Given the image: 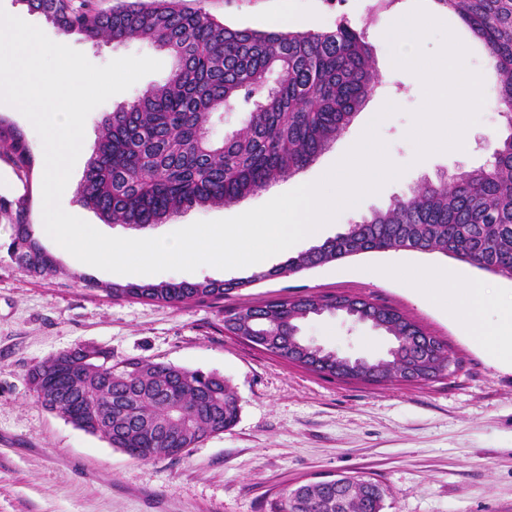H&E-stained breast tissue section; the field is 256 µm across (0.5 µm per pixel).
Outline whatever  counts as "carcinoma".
Returning <instances> with one entry per match:
<instances>
[{"instance_id":"cac0c4a2","label":"carcinoma","mask_w":512,"mask_h":512,"mask_svg":"<svg viewBox=\"0 0 512 512\" xmlns=\"http://www.w3.org/2000/svg\"><path fill=\"white\" fill-rule=\"evenodd\" d=\"M58 30L97 45L139 40L167 52V79L100 116V135L77 194L107 224L133 229L162 224L195 208L236 203L306 168L353 122L376 83L372 48L347 22L324 33L234 28L180 0H120L107 10L91 0H20ZM486 49L500 76L498 94L511 133L490 145L487 165L426 181L348 225L344 232L245 278L197 282L111 283L114 298L169 304L222 298L244 283L297 273L370 252L416 251L450 256L478 270L512 279V0H436ZM280 79L269 84L273 72ZM247 112L239 131L215 142L212 120L229 109ZM0 144L18 167L33 158L22 132L0 120ZM38 244L27 208L17 202L7 255L32 277L55 275L38 266L28 241ZM347 296L271 300L269 308L236 309L224 316L235 336H257L294 362L288 337L310 315L346 314ZM378 330L413 336L419 326L381 307ZM408 347L377 366L398 375ZM58 352L31 366L27 380L36 401L75 427L98 435L138 460L180 458L204 438L233 427L239 400L220 375L141 359L112 363V353L71 357L65 377ZM334 483L305 482L282 493L270 512H383L386 489L361 475L338 474Z\"/></svg>"}]
</instances>
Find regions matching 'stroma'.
I'll return each mask as SVG.
<instances>
[{
    "label": "stroma",
    "mask_w": 512,
    "mask_h": 512,
    "mask_svg": "<svg viewBox=\"0 0 512 512\" xmlns=\"http://www.w3.org/2000/svg\"><path fill=\"white\" fill-rule=\"evenodd\" d=\"M224 24L257 30L293 31L303 19L308 33L335 30L348 21L374 48L379 83L351 125L312 164L279 181L281 192L315 181L335 164L350 139L362 133L386 97L399 112L381 122L378 135L389 159L404 173L355 208L342 211L326 237L394 197L409 194L423 180L487 165L483 144L467 149L424 148L413 129L428 99L407 69L389 65L390 45L378 31L396 14L426 12L434 24L416 51L436 54L456 36L463 71L485 74L483 103L471 119L495 137L507 135L497 93L498 76L485 65L483 45L435 0H181ZM0 8L38 26L52 41L82 52L98 66L138 55L165 60L164 52L136 40L93 45L65 34L21 0H0ZM168 68L148 74L91 111L85 145L70 176L79 184L98 138L97 119L147 87L163 82ZM0 119L21 131L34 158L20 172L0 146V512H269L272 500L301 481L336 474L364 475L387 488L383 512H512V370L496 366L447 313L424 303L396 279L364 276L368 266L445 268L485 284L491 294H512V279L484 272L438 254H362L313 270L288 273L219 300L178 305L108 296L104 285L153 281L227 280L251 274V267L193 272L164 271L145 277L104 271L76 261L47 236L39 242L59 272L44 278L22 274L4 246L13 233L11 206L24 201L31 224L42 215L43 171L40 138L11 106ZM260 191L228 206L193 209L147 228L164 236L197 221L226 219L266 203ZM97 288L87 287V279ZM345 295L390 306L437 336L453 366L427 383L392 378L378 384L322 377L255 349L224 329L225 311L257 307L265 301L300 296ZM300 334L343 355H386L391 342L368 323L337 315L311 317ZM86 346L111 351L113 359L137 358L188 370L223 375L236 391L240 413L235 426L206 438L179 459L140 461L88 434L36 402L28 381L30 366L51 355Z\"/></svg>",
    "instance_id": "1"
}]
</instances>
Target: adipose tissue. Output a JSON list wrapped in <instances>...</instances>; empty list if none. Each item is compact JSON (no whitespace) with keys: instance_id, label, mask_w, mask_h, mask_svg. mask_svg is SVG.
Returning a JSON list of instances; mask_svg holds the SVG:
<instances>
[{"instance_id":"obj_1","label":"adipose tissue","mask_w":512,"mask_h":512,"mask_svg":"<svg viewBox=\"0 0 512 512\" xmlns=\"http://www.w3.org/2000/svg\"><path fill=\"white\" fill-rule=\"evenodd\" d=\"M430 29V20L421 14L401 13L391 28L381 32L384 41L394 45L392 64L415 73L428 90L429 107L421 115L417 130L422 143L436 147L445 143L456 146L475 144L483 131L469 115L478 111L484 94L482 74L457 76L455 60L461 49L456 39L434 56L413 53ZM372 277L400 279L429 305L447 312L448 317L472 342L485 351L496 364L512 369V298L500 303L498 320L491 328L481 325L489 303L481 282L445 270H404L375 268Z\"/></svg>"}]
</instances>
